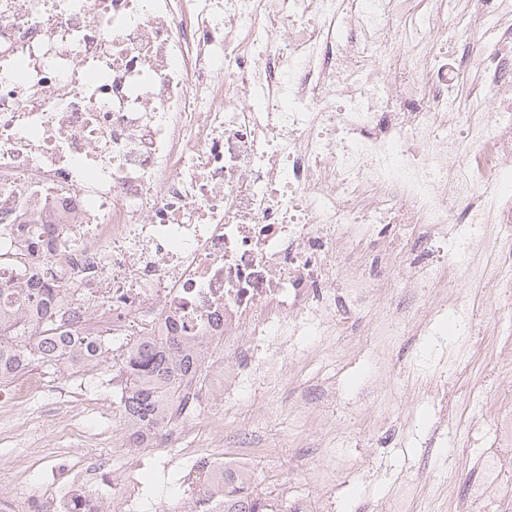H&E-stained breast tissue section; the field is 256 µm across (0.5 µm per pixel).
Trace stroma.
I'll return each instance as SVG.
<instances>
[{
	"label": "stroma",
	"mask_w": 512,
	"mask_h": 512,
	"mask_svg": "<svg viewBox=\"0 0 512 512\" xmlns=\"http://www.w3.org/2000/svg\"><path fill=\"white\" fill-rule=\"evenodd\" d=\"M512 319V292L501 291L474 314L438 311L431 325L399 336L392 351L414 375L447 385L445 400L404 398L382 375L370 350L358 348L353 324L336 337H294L281 354L285 373L268 382L260 365L241 380L232 408L209 402L202 417L225 416L224 448L251 458L258 494L305 512L317 499L324 512H454L484 474L483 456L494 438L512 364L498 353V328ZM45 384L23 408L0 406V464L30 461L29 489L44 488L50 471L66 473L74 455L113 453L123 476L125 442L119 429V390L109 375L94 380L42 368ZM68 403L69 424L47 421L49 408ZM278 414L266 419L269 407ZM335 429L322 437L302 420L308 407ZM139 512H161L170 499L193 492L198 474L174 459L165 479L154 477L156 459L139 452Z\"/></svg>",
	"instance_id": "obj_1"
}]
</instances>
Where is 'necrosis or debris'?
<instances>
[{
	"instance_id": "1",
	"label": "necrosis or debris",
	"mask_w": 512,
	"mask_h": 512,
	"mask_svg": "<svg viewBox=\"0 0 512 512\" xmlns=\"http://www.w3.org/2000/svg\"><path fill=\"white\" fill-rule=\"evenodd\" d=\"M460 0H0V244L19 274L64 289L60 320L91 348L64 369L111 367L153 336H206L207 359L148 441L157 460L253 363L280 370L289 337L338 331L337 309L418 302L448 285L512 288V0H469L499 31L465 43ZM471 75L463 83V75ZM470 262L439 245L459 225ZM432 246L398 277L347 271L366 233ZM504 406L476 495L512 481ZM80 483L0 512H137Z\"/></svg>"
}]
</instances>
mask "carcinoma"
Segmentation results:
<instances>
[{
  "label": "carcinoma",
  "mask_w": 512,
  "mask_h": 512,
  "mask_svg": "<svg viewBox=\"0 0 512 512\" xmlns=\"http://www.w3.org/2000/svg\"><path fill=\"white\" fill-rule=\"evenodd\" d=\"M52 303L64 306L61 289L0 288V386L29 365L57 366L54 359L28 348L38 325L24 315L26 309L46 310ZM202 347L201 338L173 336L132 353L118 402L123 419L146 430L157 425V409L178 402L183 379L201 369L197 351ZM218 504L223 505L220 512H288V505L260 497L251 482L229 470L224 471L223 484L204 487L189 512H212Z\"/></svg>",
  "instance_id": "cac0c4a2"
}]
</instances>
